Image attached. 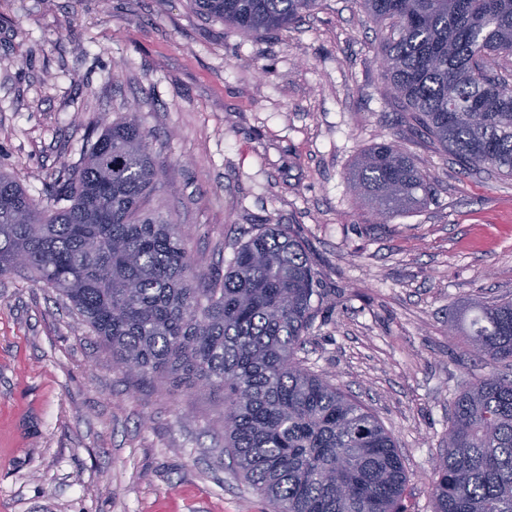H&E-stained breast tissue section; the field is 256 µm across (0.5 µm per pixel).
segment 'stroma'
I'll use <instances>...</instances> for the list:
<instances>
[{"label": "stroma", "mask_w": 512, "mask_h": 512, "mask_svg": "<svg viewBox=\"0 0 512 512\" xmlns=\"http://www.w3.org/2000/svg\"><path fill=\"white\" fill-rule=\"evenodd\" d=\"M378 45L358 0L248 38L193 0H0V170L44 197L133 111L159 174L146 207L181 226L201 277L286 225L327 294L299 359L374 413L409 512H431L449 405L484 371L448 324L512 298V177L404 123ZM383 141L432 178L384 224L350 185ZM221 407L136 384L55 291L0 277V512H267L213 426Z\"/></svg>", "instance_id": "35a3bbf8"}]
</instances>
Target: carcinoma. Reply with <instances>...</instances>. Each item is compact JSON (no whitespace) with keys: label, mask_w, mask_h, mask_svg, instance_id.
<instances>
[{"label":"carcinoma","mask_w":512,"mask_h":512,"mask_svg":"<svg viewBox=\"0 0 512 512\" xmlns=\"http://www.w3.org/2000/svg\"><path fill=\"white\" fill-rule=\"evenodd\" d=\"M243 36L273 33L318 0H193ZM381 34L383 76L405 119L466 168L512 177V82L484 65L512 58V0H361ZM158 178L148 133L126 115L107 125L83 164L47 199L0 171V277L19 271L59 292L142 380L205 387L238 472L270 512H407L393 437L360 402L302 365L325 301L301 241L261 227L224 277L197 288L177 224L146 210ZM431 176L392 142L356 162L354 192L381 220L429 194ZM23 264H15L19 255ZM450 335L485 373L451 403L432 512H512V300L474 304Z\"/></svg>","instance_id":"obj_1"}]
</instances>
